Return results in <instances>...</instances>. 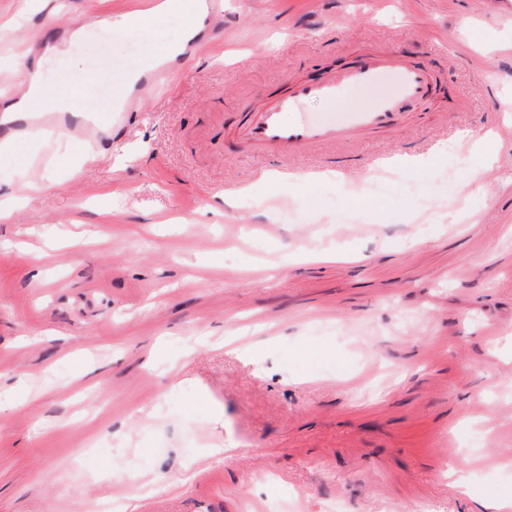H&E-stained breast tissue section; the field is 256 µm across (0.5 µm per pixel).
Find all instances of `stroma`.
<instances>
[{"mask_svg":"<svg viewBox=\"0 0 512 512\" xmlns=\"http://www.w3.org/2000/svg\"><path fill=\"white\" fill-rule=\"evenodd\" d=\"M129 12L0 0V72ZM187 18L118 49L123 72ZM112 38L84 34L44 82L96 102L89 49ZM375 52L437 75L393 130L278 159L231 140L295 81ZM125 95L85 155L30 118L0 127V512H126L131 495L136 512H480L512 493V0H224L184 70ZM489 133L483 188L435 223ZM126 145L141 157L117 165ZM332 153L421 165L376 194L346 175L350 199L286 181L261 207L227 196ZM331 244L360 261H290ZM230 333L254 354L218 348Z\"/></svg>","mask_w":512,"mask_h":512,"instance_id":"obj_1","label":"stroma"}]
</instances>
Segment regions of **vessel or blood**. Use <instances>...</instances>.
Masks as SVG:
<instances>
[{"label":"vessel or blood","mask_w":512,"mask_h":512,"mask_svg":"<svg viewBox=\"0 0 512 512\" xmlns=\"http://www.w3.org/2000/svg\"><path fill=\"white\" fill-rule=\"evenodd\" d=\"M433 75L424 66L392 53L368 54L319 82L298 81L264 109L249 113L232 132L245 147L264 153L297 152L313 145L332 146L354 132L387 131L398 126L420 102ZM389 82L391 92L350 112L344 121L307 117L303 106L315 100L335 106L347 91Z\"/></svg>","instance_id":"1"}]
</instances>
